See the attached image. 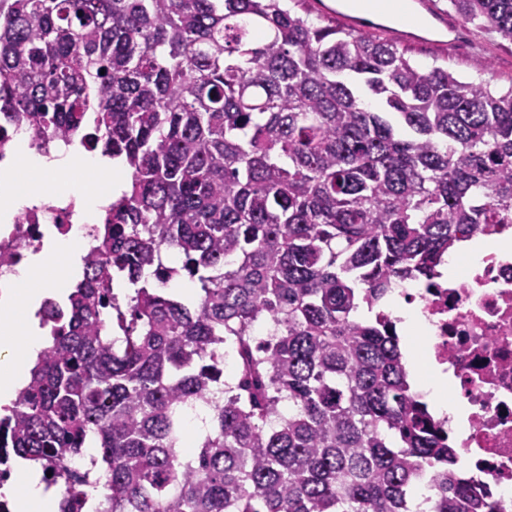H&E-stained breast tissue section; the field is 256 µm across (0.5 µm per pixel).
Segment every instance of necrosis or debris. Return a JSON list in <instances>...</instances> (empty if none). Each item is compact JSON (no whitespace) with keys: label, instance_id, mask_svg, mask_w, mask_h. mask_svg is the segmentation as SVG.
<instances>
[{"label":"necrosis or debris","instance_id":"4bbe7bcc","mask_svg":"<svg viewBox=\"0 0 512 512\" xmlns=\"http://www.w3.org/2000/svg\"><path fill=\"white\" fill-rule=\"evenodd\" d=\"M94 227L74 197L34 201L0 229V278L46 251L60 238L89 246ZM482 256L455 257L449 272L402 285L430 342L431 366L441 368L461 404L443 418L470 461L463 473L480 494L512 512V224L471 236Z\"/></svg>","mask_w":512,"mask_h":512}]
</instances>
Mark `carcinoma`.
<instances>
[{
	"instance_id": "obj_1",
	"label": "carcinoma",
	"mask_w": 512,
	"mask_h": 512,
	"mask_svg": "<svg viewBox=\"0 0 512 512\" xmlns=\"http://www.w3.org/2000/svg\"><path fill=\"white\" fill-rule=\"evenodd\" d=\"M450 4L512 44V0ZM2 125L130 169L0 417V463L51 472L59 512L101 472L92 512H414L423 471L430 512H497L391 321L357 313L512 221V87L287 0H0ZM181 277L192 308L163 292ZM316 0H304L301 6L298 8L302 9L303 11H308L311 15V17L318 22V24L322 25H333L337 28H347L348 24L346 21H344L342 18L336 16V14L333 13H327L330 12L332 9L328 7L327 5H324V9L327 12L321 11L317 5Z\"/></svg>"
}]
</instances>
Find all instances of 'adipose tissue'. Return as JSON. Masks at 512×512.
<instances>
[{
    "mask_svg": "<svg viewBox=\"0 0 512 512\" xmlns=\"http://www.w3.org/2000/svg\"><path fill=\"white\" fill-rule=\"evenodd\" d=\"M15 164L27 184L19 187L10 177L0 178V222L5 224L30 203L33 195L55 193L74 195L94 222L125 184L121 165L99 154L87 155L76 147L54 149L46 155L23 152ZM80 272L79 248L72 241L60 239L48 253L0 279V405L14 399L27 380L32 359L44 346V332L34 316L36 309L44 298H61L62 282ZM422 356L419 350L408 353L410 374L417 378L426 400L438 413L456 415V403L444 395V375L423 373ZM12 498L13 512H58L56 495L46 490L39 473L31 468L26 469Z\"/></svg>",
    "mask_w": 512,
    "mask_h": 512,
    "instance_id": "obj_1",
    "label": "adipose tissue"
}]
</instances>
